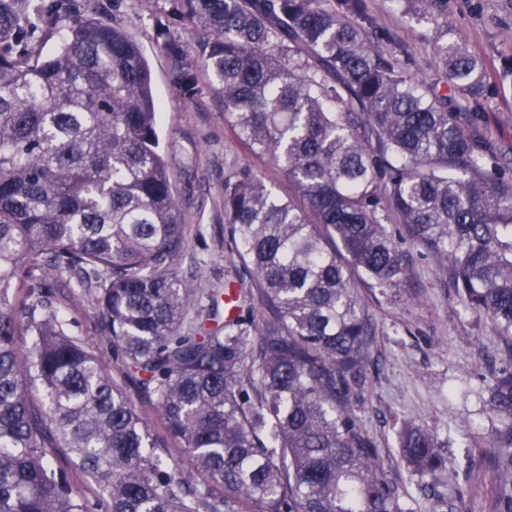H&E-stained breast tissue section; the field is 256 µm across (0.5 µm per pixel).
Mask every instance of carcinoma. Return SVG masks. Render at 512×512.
Returning a JSON list of instances; mask_svg holds the SVG:
<instances>
[{
  "mask_svg": "<svg viewBox=\"0 0 512 512\" xmlns=\"http://www.w3.org/2000/svg\"><path fill=\"white\" fill-rule=\"evenodd\" d=\"M396 2L433 37L430 78L366 0H177L210 32L197 60L224 124L294 188L249 168L224 185L231 254L253 279L227 321L200 263L181 273L186 228L139 44L87 17L48 57L0 51V512H97L61 452L105 512H413L362 424L375 328L354 279L402 290L387 229L402 224L460 305L512 341V181L487 168L506 154L476 125L491 73L448 0ZM163 48L195 82L184 47ZM51 277L94 294L121 380L66 333ZM129 386L185 462L158 452ZM483 391L512 512V367ZM454 444L413 421L397 431L432 512L469 493L439 481Z\"/></svg>",
  "mask_w": 512,
  "mask_h": 512,
  "instance_id": "cac0c4a2",
  "label": "carcinoma"
}]
</instances>
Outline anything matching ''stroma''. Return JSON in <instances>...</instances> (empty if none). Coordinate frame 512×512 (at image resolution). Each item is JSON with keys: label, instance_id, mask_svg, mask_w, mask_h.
<instances>
[{"label": "stroma", "instance_id": "stroma-1", "mask_svg": "<svg viewBox=\"0 0 512 512\" xmlns=\"http://www.w3.org/2000/svg\"><path fill=\"white\" fill-rule=\"evenodd\" d=\"M504 0H448V21L470 50L483 56L492 74L512 56V44L501 34L500 22L512 23ZM378 19L399 29L414 48V74L428 77L433 47L421 40V28L403 16L395 0H367ZM94 16L124 30L136 40L153 75L160 107L161 149L172 162V174L184 221L189 226L190 254L207 260L215 276L237 269L227 244L224 185L243 168L264 172L268 183L288 193L287 180L256 158L246 156L224 125V102L203 70H196L193 90H186L163 49L164 40L194 50L207 31L187 15L173 12L170 0H0V50L14 57L34 58L53 52L74 20ZM479 126L496 142L509 147L499 160L498 174L512 180V80L496 84ZM390 231L409 267L406 291L383 296L365 281L357 286L376 326L371 355L372 387L363 424L379 447L389 449L387 463L394 478L407 473L394 452L401 421L427 425L458 442L448 451L449 470L464 461L459 439L468 423L480 420L483 378L512 364V345L497 336L485 316L465 310L456 300L448 275L413 246L402 225ZM60 315L70 336L101 357L112 377L120 363L100 336L95 305L77 295L67 281L51 283ZM467 482L472 490L465 512H498L499 476L475 459Z\"/></svg>", "mask_w": 512, "mask_h": 512}]
</instances>
